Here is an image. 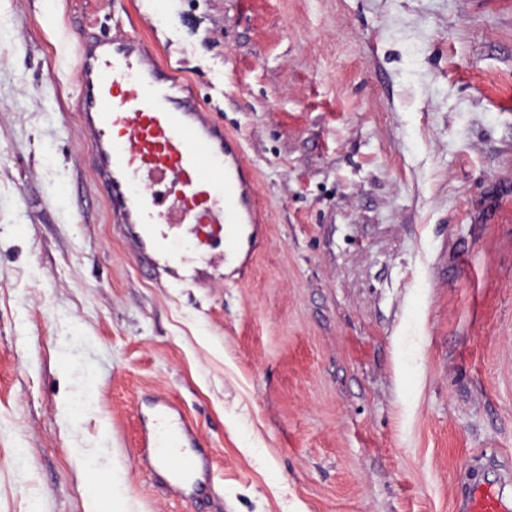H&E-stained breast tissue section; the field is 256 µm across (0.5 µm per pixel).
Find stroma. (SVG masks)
Listing matches in <instances>:
<instances>
[{
  "mask_svg": "<svg viewBox=\"0 0 512 512\" xmlns=\"http://www.w3.org/2000/svg\"><path fill=\"white\" fill-rule=\"evenodd\" d=\"M142 38L255 170L246 267L113 224L80 40ZM164 397L212 462L142 460ZM456 512L512 470V0H0V512Z\"/></svg>",
  "mask_w": 512,
  "mask_h": 512,
  "instance_id": "obj_1",
  "label": "stroma"
}]
</instances>
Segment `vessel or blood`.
Instances as JSON below:
<instances>
[{"label": "vessel or blood", "instance_id": "1", "mask_svg": "<svg viewBox=\"0 0 512 512\" xmlns=\"http://www.w3.org/2000/svg\"><path fill=\"white\" fill-rule=\"evenodd\" d=\"M181 91L176 75L147 61L138 36L84 35L77 103L92 171L124 236L159 273L185 283L190 264L171 256L168 225H191L197 240L223 243L225 262H235L258 247L257 191L237 137ZM149 421L142 445L157 463L173 462V492L200 494L210 463L193 453V432L166 401L152 406ZM456 507L512 512V501L478 483L463 490Z\"/></svg>", "mask_w": 512, "mask_h": 512}]
</instances>
